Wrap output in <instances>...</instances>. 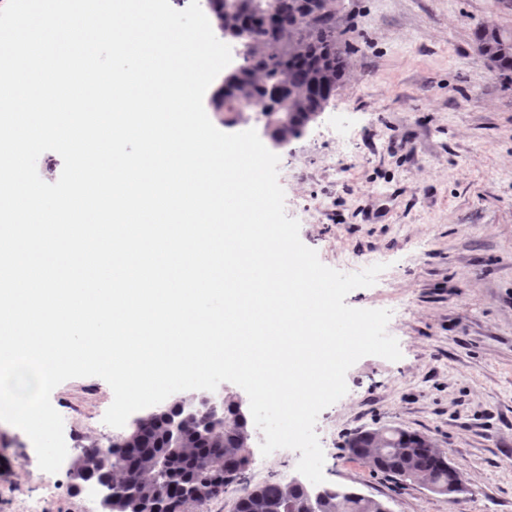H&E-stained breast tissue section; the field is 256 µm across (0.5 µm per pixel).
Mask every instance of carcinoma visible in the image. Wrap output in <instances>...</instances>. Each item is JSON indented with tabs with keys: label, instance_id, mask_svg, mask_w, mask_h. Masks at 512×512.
Here are the masks:
<instances>
[{
	"label": "carcinoma",
	"instance_id": "cac0c4a2",
	"mask_svg": "<svg viewBox=\"0 0 512 512\" xmlns=\"http://www.w3.org/2000/svg\"><path fill=\"white\" fill-rule=\"evenodd\" d=\"M242 12L215 13L222 29L248 28L252 31L243 69L217 96L219 111L231 115L230 123L243 117L239 107H260L265 126L277 140L300 137L329 101L343 78L347 52L336 36V0H248ZM473 39L480 55L492 52L502 40L512 41V31L479 26ZM218 425L213 430L211 426ZM192 418L183 423V440L176 448L166 438L167 418H155L134 446L104 451L97 447L83 453L85 481L111 488L139 504L158 507L162 512L163 492L183 500V512H195L202 503L224 496L229 483L202 498L193 496L195 486L219 473L239 476L250 463L244 448L245 427L236 419L232 398L224 399V418L217 423ZM385 446V438H361L349 453L367 463L388 469L404 467L416 479L449 483L448 466L431 447L412 448L402 436ZM306 495L290 485L268 481L240 496L235 512H301ZM365 500L356 491L330 488L313 502L312 512H365Z\"/></svg>",
	"mask_w": 512,
	"mask_h": 512
}]
</instances>
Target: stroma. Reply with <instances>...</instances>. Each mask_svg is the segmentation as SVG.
<instances>
[{"mask_svg":"<svg viewBox=\"0 0 512 512\" xmlns=\"http://www.w3.org/2000/svg\"><path fill=\"white\" fill-rule=\"evenodd\" d=\"M512 30V0H336L348 68L304 134L277 148L285 212L320 261L343 273L382 263L346 305L387 309L402 353L367 356L318 416L327 485L390 512H512V81L478 54V25ZM113 401L101 378L51 394L65 439L107 444ZM427 437L464 476L456 496L348 458L359 430ZM200 512H233L245 490L301 481L299 452L262 456ZM98 512L69 469L40 470L20 429L0 422V512Z\"/></svg>","mask_w":512,"mask_h":512,"instance_id":"1","label":"stroma"}]
</instances>
